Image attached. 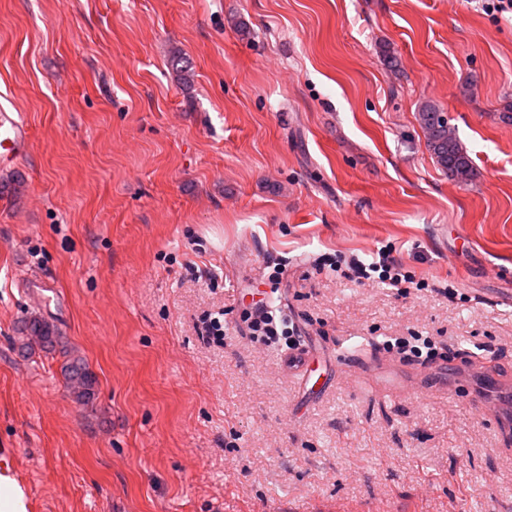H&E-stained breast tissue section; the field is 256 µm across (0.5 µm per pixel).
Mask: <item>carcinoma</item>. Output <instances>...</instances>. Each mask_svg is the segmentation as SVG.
Returning a JSON list of instances; mask_svg holds the SVG:
<instances>
[{
	"instance_id": "carcinoma-1",
	"label": "carcinoma",
	"mask_w": 512,
	"mask_h": 512,
	"mask_svg": "<svg viewBox=\"0 0 512 512\" xmlns=\"http://www.w3.org/2000/svg\"><path fill=\"white\" fill-rule=\"evenodd\" d=\"M417 121L439 169L452 181L470 184L475 177L471 158L449 126L444 113L435 104L426 101L419 107ZM27 331L35 338V343L44 348L54 347L60 339L54 326L37 317L27 321ZM62 371L67 389L75 400L82 405L89 404L95 396L96 379L87 364L77 357H70Z\"/></svg>"
}]
</instances>
